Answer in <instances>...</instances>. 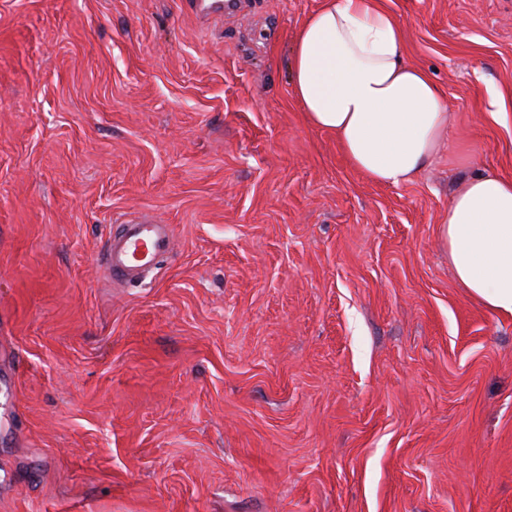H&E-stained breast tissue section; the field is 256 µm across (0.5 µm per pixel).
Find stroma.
Segmentation results:
<instances>
[{"instance_id": "1", "label": "stroma", "mask_w": 512, "mask_h": 512, "mask_svg": "<svg viewBox=\"0 0 512 512\" xmlns=\"http://www.w3.org/2000/svg\"><path fill=\"white\" fill-rule=\"evenodd\" d=\"M196 2L0 0V512H512V317L441 237L512 179V0H384L451 114L397 186L293 95L322 0ZM106 241L101 268L112 283L143 281L146 271L155 269L171 252V225L157 224L150 215L123 218Z\"/></svg>"}]
</instances>
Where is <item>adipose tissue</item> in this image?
Here are the masks:
<instances>
[{
	"mask_svg": "<svg viewBox=\"0 0 512 512\" xmlns=\"http://www.w3.org/2000/svg\"><path fill=\"white\" fill-rule=\"evenodd\" d=\"M403 33L380 0H323L299 27L292 89L308 122L336 134L352 166L374 182L413 180L449 123L428 74L402 53ZM458 283L512 316V179L462 178L441 227Z\"/></svg>",
	"mask_w": 512,
	"mask_h": 512,
	"instance_id": "adipose-tissue-1",
	"label": "adipose tissue"
}]
</instances>
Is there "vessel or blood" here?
Segmentation results:
<instances>
[{
    "mask_svg": "<svg viewBox=\"0 0 512 512\" xmlns=\"http://www.w3.org/2000/svg\"><path fill=\"white\" fill-rule=\"evenodd\" d=\"M172 240L170 225L156 223L149 215L120 219L106 241L101 263L104 277L116 284L142 281L146 271L169 255Z\"/></svg>",
    "mask_w": 512,
    "mask_h": 512,
    "instance_id": "vessel-or-blood-1",
    "label": "vessel or blood"
}]
</instances>
